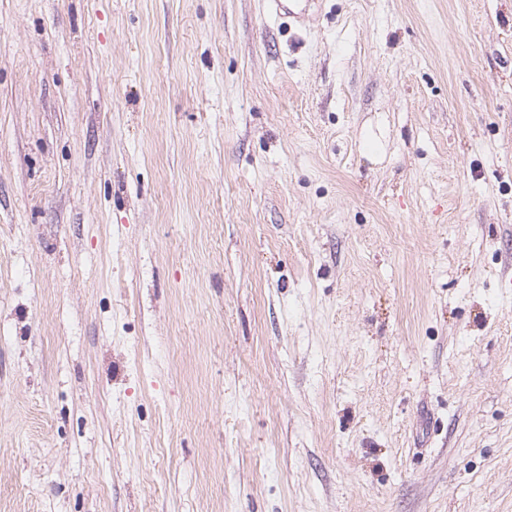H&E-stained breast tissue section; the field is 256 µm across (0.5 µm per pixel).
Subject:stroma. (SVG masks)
<instances>
[{"instance_id": "stroma-1", "label": "stroma", "mask_w": 512, "mask_h": 512, "mask_svg": "<svg viewBox=\"0 0 512 512\" xmlns=\"http://www.w3.org/2000/svg\"><path fill=\"white\" fill-rule=\"evenodd\" d=\"M512 0H0V512H512ZM268 15L283 20V24L304 26L312 4L319 0H265ZM288 2V3H286Z\"/></svg>"}]
</instances>
